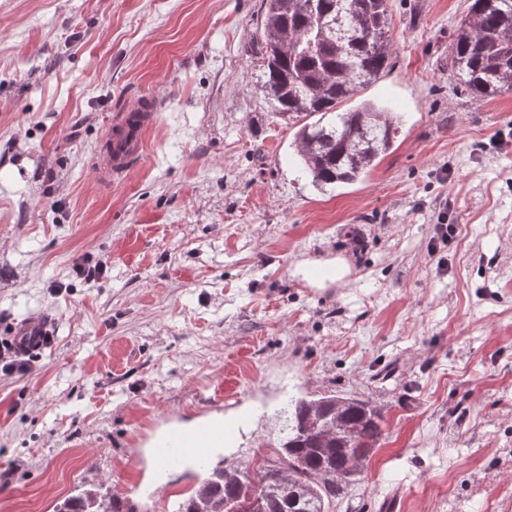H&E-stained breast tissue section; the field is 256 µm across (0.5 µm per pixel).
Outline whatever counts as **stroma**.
Returning <instances> with one entry per match:
<instances>
[{
  "instance_id": "stroma-1",
  "label": "stroma",
  "mask_w": 512,
  "mask_h": 512,
  "mask_svg": "<svg viewBox=\"0 0 512 512\" xmlns=\"http://www.w3.org/2000/svg\"><path fill=\"white\" fill-rule=\"evenodd\" d=\"M471 2L389 0L360 97L400 113L395 143L321 192L245 51L262 0H0V337L54 331L0 377V512L100 487L175 512L203 473L155 436L224 421L210 460L243 469L289 395L331 390L384 417L331 512H512V91L448 66ZM150 98L144 156L101 183L108 125ZM9 340L13 342L14 350L32 355L53 341V330L48 320L32 318L23 323H15Z\"/></svg>"
}]
</instances>
